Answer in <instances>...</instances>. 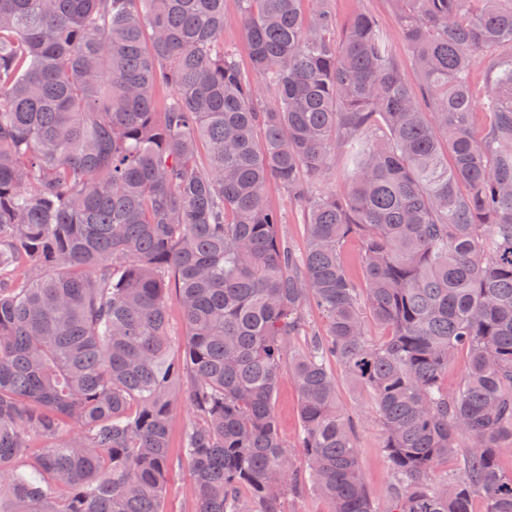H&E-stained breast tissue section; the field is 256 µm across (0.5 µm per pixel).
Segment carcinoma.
Wrapping results in <instances>:
<instances>
[{
    "label": "carcinoma",
    "instance_id": "cac0c4a2",
    "mask_svg": "<svg viewBox=\"0 0 512 512\" xmlns=\"http://www.w3.org/2000/svg\"><path fill=\"white\" fill-rule=\"evenodd\" d=\"M309 2L239 0L257 83L224 0H0V512H163L181 400L197 512H282L309 486L330 512H512V0H392L417 89L375 17L338 33ZM334 174L346 191L321 189ZM272 183L303 208L301 250ZM331 359L383 427L380 506ZM224 45L233 48L240 63L249 67V46L239 20L238 0H224ZM493 62V55L490 53L480 54L473 67V93L477 103L480 102L485 91V82ZM274 414L279 432L286 444L288 451L295 455L293 460L299 466L298 456L301 422L299 414V396L292 382L287 377L279 383L274 401ZM192 420L193 414L190 406L183 400L179 401L169 431V452L172 457L179 458L183 456V440Z\"/></svg>",
    "mask_w": 512,
    "mask_h": 512
}]
</instances>
